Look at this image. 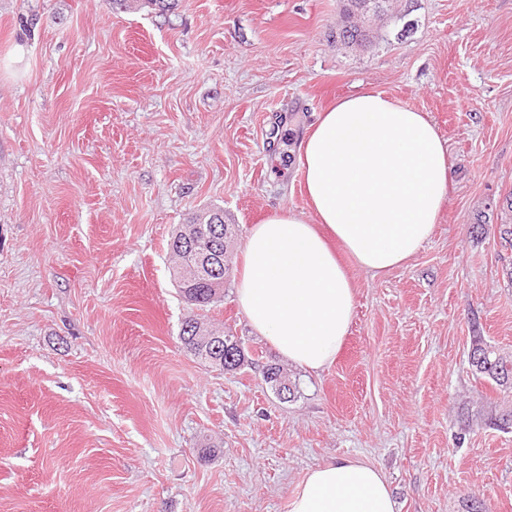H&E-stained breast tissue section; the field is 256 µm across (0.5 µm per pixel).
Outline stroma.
<instances>
[{"mask_svg":"<svg viewBox=\"0 0 512 512\" xmlns=\"http://www.w3.org/2000/svg\"><path fill=\"white\" fill-rule=\"evenodd\" d=\"M340 6L0 0V512H288L335 458L379 468L398 512H512V429L463 428L512 406L468 364L476 331L512 353V0H390L362 48L337 41ZM364 89L426 115L451 182L407 264L345 259L350 331L313 374L236 284L251 227L309 210L316 114ZM211 206L233 227L224 298L196 312L168 242ZM192 313L244 365L186 352Z\"/></svg>","mask_w":512,"mask_h":512,"instance_id":"35a3bbf8","label":"stroma"}]
</instances>
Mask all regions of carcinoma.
Wrapping results in <instances>:
<instances>
[{
  "label": "carcinoma",
  "mask_w": 512,
  "mask_h": 512,
  "mask_svg": "<svg viewBox=\"0 0 512 512\" xmlns=\"http://www.w3.org/2000/svg\"><path fill=\"white\" fill-rule=\"evenodd\" d=\"M383 3L385 0H350L348 8L345 9L348 22L337 33L340 42L352 45L368 43L369 32L350 22L349 18L369 6L382 11ZM168 248L177 259L175 266L179 267V271L173 273V280L181 298L198 309L221 301L224 297V277L205 278L195 275L191 269L189 253L193 243L188 239L186 225H181L171 235ZM184 324L191 326V329L180 330V341L183 347L201 362L227 371L234 370L243 363L244 355L241 353L229 360L224 357V350L214 349L213 337L203 335L204 326L200 318L188 316L184 319ZM468 363L476 375L504 390L512 389V355L499 352L483 337H473L468 353Z\"/></svg>",
  "instance_id": "1"
}]
</instances>
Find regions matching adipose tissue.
<instances>
[{
  "label": "adipose tissue",
  "instance_id": "adipose-tissue-1",
  "mask_svg": "<svg viewBox=\"0 0 512 512\" xmlns=\"http://www.w3.org/2000/svg\"><path fill=\"white\" fill-rule=\"evenodd\" d=\"M299 163L313 215L281 212L252 227L236 293L256 334L317 372L339 353L354 307L328 237L365 270L405 264L434 231L451 169L426 116L375 90L319 113ZM288 512H397V502L380 471L342 459L310 469Z\"/></svg>",
  "mask_w": 512,
  "mask_h": 512
}]
</instances>
